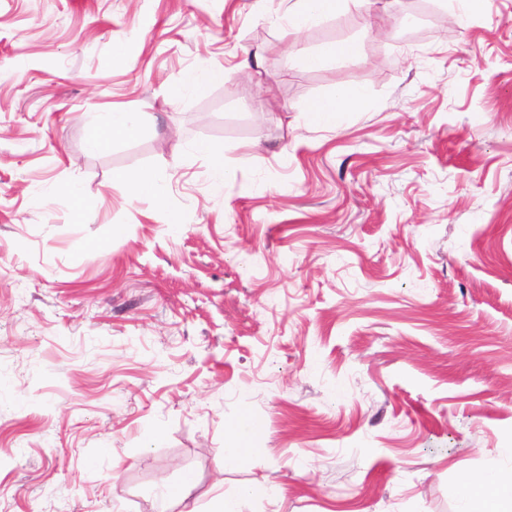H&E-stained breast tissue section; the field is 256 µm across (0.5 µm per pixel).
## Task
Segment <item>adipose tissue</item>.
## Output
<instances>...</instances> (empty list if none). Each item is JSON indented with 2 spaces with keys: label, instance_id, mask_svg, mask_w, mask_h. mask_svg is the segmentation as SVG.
<instances>
[{
  "label": "adipose tissue",
  "instance_id": "adipose-tissue-1",
  "mask_svg": "<svg viewBox=\"0 0 512 512\" xmlns=\"http://www.w3.org/2000/svg\"><path fill=\"white\" fill-rule=\"evenodd\" d=\"M348 2L367 15L374 10V0H295L291 27L297 30L335 16ZM363 101L360 86H340L332 96L312 102L304 117L317 125L332 126L340 113L360 108ZM260 436L261 428L255 421L246 416L239 418L231 427L229 445L224 450L225 465L235 466L251 459ZM456 493L460 512H512V470H492L477 479L461 475Z\"/></svg>",
  "mask_w": 512,
  "mask_h": 512
}]
</instances>
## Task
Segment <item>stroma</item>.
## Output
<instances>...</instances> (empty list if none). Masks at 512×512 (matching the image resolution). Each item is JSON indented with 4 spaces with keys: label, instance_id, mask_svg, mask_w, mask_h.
I'll use <instances>...</instances> for the list:
<instances>
[{
    "label": "stroma",
    "instance_id": "1",
    "mask_svg": "<svg viewBox=\"0 0 512 512\" xmlns=\"http://www.w3.org/2000/svg\"><path fill=\"white\" fill-rule=\"evenodd\" d=\"M291 5L0 0V512H457L512 468V0L349 5L292 53ZM191 70L224 78L170 100ZM116 108L142 133L90 152ZM355 52L356 47L353 42H336L324 47L320 53L306 57V61L311 66H323L346 60L354 56ZM363 101V89L357 84L340 86L332 96L312 102L307 107L304 118L317 125L335 126L336 117L341 112L356 110ZM194 152L208 158L212 177L219 183L231 177V171L224 165L223 152L211 144L197 143L193 147ZM118 181L129 186V192L132 198H138L147 195L155 201H161L165 189L151 173L139 172L134 174L122 173L116 178ZM229 446L224 449L225 466H235L253 457L261 427L247 416L239 418L230 428Z\"/></svg>",
    "mask_w": 512,
    "mask_h": 512
}]
</instances>
